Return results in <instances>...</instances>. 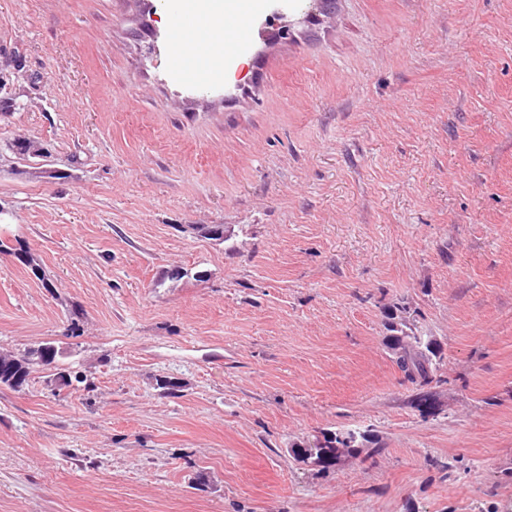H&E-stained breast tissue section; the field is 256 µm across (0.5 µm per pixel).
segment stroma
I'll return each instance as SVG.
<instances>
[{
  "mask_svg": "<svg viewBox=\"0 0 512 512\" xmlns=\"http://www.w3.org/2000/svg\"><path fill=\"white\" fill-rule=\"evenodd\" d=\"M167 11L0 0L34 76L0 120L30 257L0 254V349L58 350L0 387V512H512V0H296L231 90L170 78ZM347 429L375 464L295 458ZM386 314L385 328L391 334L387 345L399 370L411 383L428 385L442 360L439 347L432 340L418 336L402 313L405 309Z\"/></svg>",
  "mask_w": 512,
  "mask_h": 512,
  "instance_id": "1",
  "label": "stroma"
}]
</instances>
